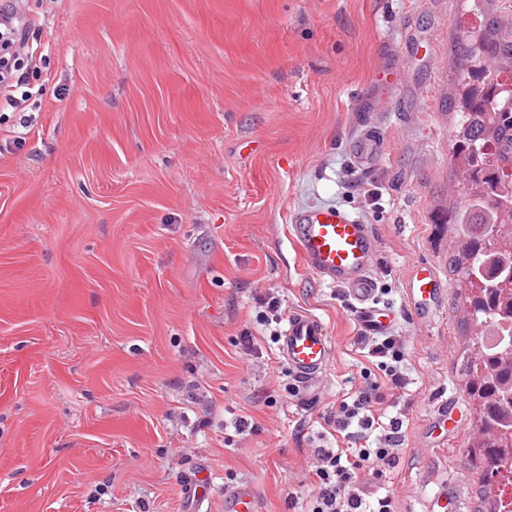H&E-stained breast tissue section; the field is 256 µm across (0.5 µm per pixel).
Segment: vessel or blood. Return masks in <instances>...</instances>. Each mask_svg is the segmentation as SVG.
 <instances>
[{
    "instance_id": "1",
    "label": "vessel or blood",
    "mask_w": 512,
    "mask_h": 512,
    "mask_svg": "<svg viewBox=\"0 0 512 512\" xmlns=\"http://www.w3.org/2000/svg\"><path fill=\"white\" fill-rule=\"evenodd\" d=\"M352 152L358 166L372 167L383 155L384 141L371 135L358 137ZM291 229L306 268L344 291L363 332L370 336L387 334L391 319L376 299L373 266L377 241L369 225L353 212L323 206L294 212ZM329 349L327 329L320 318L305 311L289 315L279 353L302 388H310L322 376ZM224 497L229 512H257L250 490H229Z\"/></svg>"
}]
</instances>
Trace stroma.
I'll list each match as a JSON object with an SVG mask.
<instances>
[{
	"label": "stroma",
	"instance_id": "obj_1",
	"mask_svg": "<svg viewBox=\"0 0 512 512\" xmlns=\"http://www.w3.org/2000/svg\"><path fill=\"white\" fill-rule=\"evenodd\" d=\"M40 20L43 95L0 124V512H308L325 419L365 384L341 288L291 240L301 208L352 209L378 241L410 384L380 485L401 512H479L461 363L445 112L460 0H13ZM26 131L24 144L13 132ZM372 130L382 159L349 144ZM373 189L353 192V181ZM429 277L430 298L410 297ZM282 313L319 317L307 392ZM254 349H247V339ZM352 152L359 167L370 168L382 158L384 141L380 137L366 134L357 138ZM227 500V512H257L256 498L247 489L228 490L224 493V500Z\"/></svg>",
	"mask_w": 512,
	"mask_h": 512
}]
</instances>
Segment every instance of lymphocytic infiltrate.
I'll list each match as a JSON object with an SVG mask.
<instances>
[{
	"mask_svg": "<svg viewBox=\"0 0 512 512\" xmlns=\"http://www.w3.org/2000/svg\"><path fill=\"white\" fill-rule=\"evenodd\" d=\"M32 25V19L18 15L6 2L0 5V104L17 108L33 95L26 72L10 65L8 58ZM355 343L382 372L386 391L360 389L352 401L337 402L327 417V426L344 445L316 451L311 512H400L396 496L377 495L372 480L391 464L402 444L401 420L383 418L379 406L386 393L403 392L409 384L406 344L395 335L379 340L364 334L356 336Z\"/></svg>",
	"mask_w": 512,
	"mask_h": 512,
	"instance_id": "f902f5d3",
	"label": "lymphocytic infiltrate"
}]
</instances>
